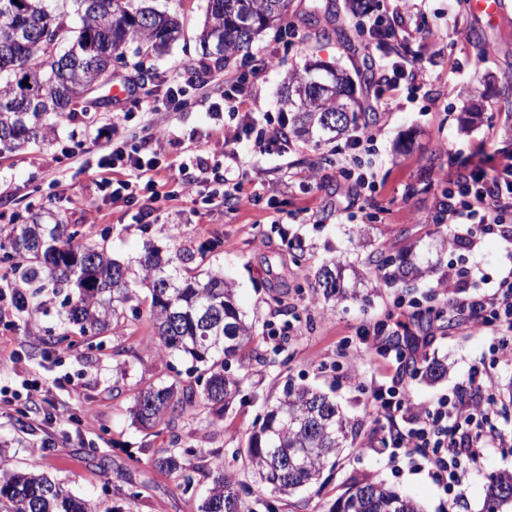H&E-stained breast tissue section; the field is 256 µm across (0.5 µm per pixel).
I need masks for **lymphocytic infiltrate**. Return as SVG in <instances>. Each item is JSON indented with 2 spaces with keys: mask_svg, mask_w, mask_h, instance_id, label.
Listing matches in <instances>:
<instances>
[{
  "mask_svg": "<svg viewBox=\"0 0 512 512\" xmlns=\"http://www.w3.org/2000/svg\"><path fill=\"white\" fill-rule=\"evenodd\" d=\"M242 80L226 83L224 101L214 104L213 117L223 114L237 117L234 129L224 137L226 166L221 176V198L242 202L245 160L239 146L247 139L262 151L279 146L277 131H257L251 112L238 103L243 95ZM119 120H112L105 137L104 153L98 162L102 174L100 183L113 202L128 206L141 205L149 209L169 200L164 177L165 165L159 157L140 155L125 141L114 138ZM512 215V162L500 167H488L464 160L463 170L452 180L448 191V206L443 218L451 224L467 225L485 232L492 225L504 223ZM450 319H467L473 326L497 336L500 357L512 358V273L500 279L495 291L476 295H461L448 305ZM415 313L396 302L395 309L385 320L363 328L373 344L383 343L393 336L399 341L394 350L396 361L423 359L433 342L432 332L419 331ZM371 406L379 419H402L404 428H394L382 441L391 458H420L428 466L429 475L449 499L460 494L468 470L477 468L495 447L496 439L486 431L495 413L496 398L480 369H473L465 386L452 396L438 399L428 407L414 405L403 386L378 387L371 393Z\"/></svg>",
  "mask_w": 512,
  "mask_h": 512,
  "instance_id": "1",
  "label": "lymphocytic infiltrate"
}]
</instances>
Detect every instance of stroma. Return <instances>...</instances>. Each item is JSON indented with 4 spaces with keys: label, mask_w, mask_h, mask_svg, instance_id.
Returning a JSON list of instances; mask_svg holds the SVG:
<instances>
[{
    "label": "stroma",
    "mask_w": 512,
    "mask_h": 512,
    "mask_svg": "<svg viewBox=\"0 0 512 512\" xmlns=\"http://www.w3.org/2000/svg\"><path fill=\"white\" fill-rule=\"evenodd\" d=\"M313 1L324 8L315 24L304 15ZM506 2V15L496 24L475 12L471 0H369V11L360 15L349 11L347 0H294L281 30L267 31L248 55L197 80L187 108L150 112L144 95L112 102L94 117L75 113L51 141L0 156V225L24 223L50 208L81 234H106L108 250L128 263L147 240L165 249L213 244L209 261L233 281L238 306L257 336L274 330L287 336L282 362H229L230 373L247 379L223 422L185 418L176 431L157 432L132 425L135 395L152 383L186 384L190 377L186 361L155 351L147 318L128 321L119 335H78L74 348L48 352L43 340L58 325L55 313L26 322L15 310L0 314V388L20 394L15 405H0V459L8 471L46 474L95 503L97 512H197L198 499L182 494L173 477L154 466L155 450L176 433L223 457L238 479H248L245 460H233L232 451L259 426L264 402L291 382L335 397L355 425L353 445L334 469L289 498L275 502L254 490L250 512H328L348 486L366 478L413 497L424 512H482L490 476L512 472V360L491 352L488 332L460 323L438 327L426 355L444 359L448 374L432 382L385 359L364 343L361 330L385 319L395 298L423 309L435 295L449 301L461 291L492 292L512 271V223L470 239L452 226L447 248L434 245L443 191L457 176L459 158L512 160V0ZM154 4L176 14L183 26L182 38L153 59L156 76L186 81L187 62L199 56L206 0ZM376 19L389 28L388 39L370 34ZM313 61L347 72L366 108L361 122L376 142L360 166L373 172L374 191L354 195L339 172L336 159L346 137L318 146L287 133L278 102L282 83ZM395 61L418 72L415 98L403 87L384 88ZM241 73L251 81L245 109L284 133L281 148L268 152L249 141L240 146L253 200L229 210L183 197L163 203L156 215L112 203L101 189L97 163L113 112L128 110L121 132L143 154L160 151L171 173L200 160L220 166L224 130L236 121L212 119L211 105L220 101L225 80ZM72 143L80 147L74 157L62 151ZM297 236L307 246L301 263L287 248ZM381 246L393 255L416 248L432 262V273L408 288L375 286L369 257ZM334 257L366 277L358 300H317L311 274ZM476 367L486 370L501 401L490 424L499 443L469 474L453 504L426 469L390 459L377 439L381 423L369 396L396 378L414 403L427 405L464 385ZM34 383L49 385L50 397L27 400L24 393ZM21 408L27 411L25 433L16 423ZM72 414L80 415L81 429L69 423Z\"/></svg>",
    "instance_id": "35a3bbf8"
}]
</instances>
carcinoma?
I'll return each instance as SVG.
<instances>
[{
    "label": "carcinoma",
    "instance_id": "obj_1",
    "mask_svg": "<svg viewBox=\"0 0 512 512\" xmlns=\"http://www.w3.org/2000/svg\"><path fill=\"white\" fill-rule=\"evenodd\" d=\"M55 0H0V154L15 153L46 142L56 126L73 114L86 112L91 87L109 86L110 54L135 47L161 56L180 37L176 17L159 11L148 0H71L74 18L53 6ZM291 0H207L199 36L196 74L220 70L280 20ZM253 19L245 32L240 22ZM315 79L305 66L288 77L281 100L288 103L292 134L308 142L330 144L356 126L364 105L354 96L350 77L328 69L320 90L302 96L299 90ZM29 86H23V83ZM32 92L26 97L23 89ZM101 241L70 228L46 212L25 224H13L0 236L3 261L16 260L10 273L23 289L26 302L19 312L28 318L47 313L46 304L63 297L66 324L81 336L97 337L125 325L126 312L146 314L159 353L191 363L195 383L150 384L135 397L133 423L145 429L171 431L184 417L205 416L216 425L241 393L244 378L227 372L228 362L242 357L254 339V326L235 300V288L220 268L188 275L187 264L198 254L164 252L143 244L133 264L112 259ZM375 266L385 285L406 288L430 272L429 262L408 248L396 255L378 251ZM340 260L333 258L314 272V287L324 302L356 299L344 283ZM148 289L150 302L141 309L139 291ZM353 425L327 394L288 384L268 406L261 425L248 436L245 460L255 483L272 496H288L320 478L342 448ZM154 465L174 476L188 492L196 477L210 478L198 512H248L233 472L209 454L172 435L170 447L157 451ZM512 507V472L490 476L484 512ZM0 512H95L47 475L15 473L0 478ZM329 512H423L412 498L381 482L352 484Z\"/></svg>",
    "mask_w": 512,
    "mask_h": 512
}]
</instances>
